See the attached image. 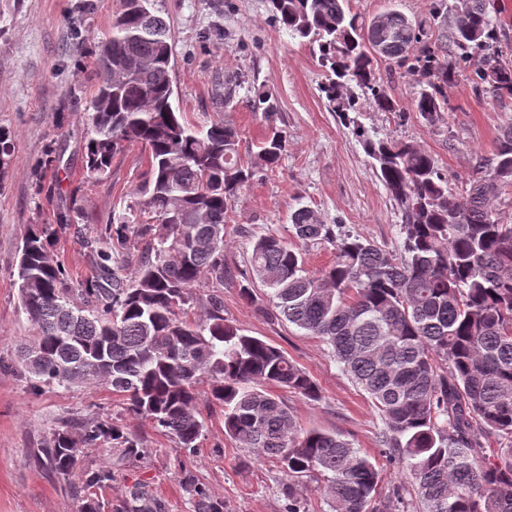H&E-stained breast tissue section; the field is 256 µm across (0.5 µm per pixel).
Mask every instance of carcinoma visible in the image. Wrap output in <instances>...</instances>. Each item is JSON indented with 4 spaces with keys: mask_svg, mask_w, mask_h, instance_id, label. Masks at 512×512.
Segmentation results:
<instances>
[{
    "mask_svg": "<svg viewBox=\"0 0 512 512\" xmlns=\"http://www.w3.org/2000/svg\"><path fill=\"white\" fill-rule=\"evenodd\" d=\"M154 2L120 0L83 113L87 176L105 180L124 145L138 144L149 163L143 201L113 214L109 235L90 240L99 274L82 283L52 253L58 234L82 219L75 203L31 230L20 248L21 309L36 327L22 355L31 388L106 383L133 416L188 453L205 428L200 402L218 407L228 437L280 465L286 512H308L311 482L326 493L325 512H407L414 501L416 512H512V224L493 206L512 191V124L497 139L489 173L454 196L423 147L369 135L353 117L359 97L349 92L354 85L376 110L398 111L376 77L375 63L389 60L420 72L415 108L429 125L446 105L448 81L470 66L478 86L512 95L495 0H462L450 43L395 10L367 20L351 13L348 0H269L291 37L317 45L326 72L321 91L354 126L379 173L402 245L394 254L302 206L291 216L297 243L274 231L252 239L250 280L240 292L253 300L259 281L269 290L271 317L319 339L368 394L382 423V456L404 476L386 492L376 460L340 434L295 429L292 411L270 391L318 401L308 372L224 319L217 295L203 319L187 316L200 283L224 287L227 219L254 172L241 159L234 126L218 119L199 129L173 107L169 28ZM251 107L268 122L258 158L272 169L288 146L278 102L257 89ZM12 150L0 129V179ZM132 238L144 245L134 261L121 252ZM325 243L335 261L313 275L304 248ZM109 441L123 460L146 459L137 437L119 426L82 425L84 444ZM78 452L66 432L40 449L43 465L63 477Z\"/></svg>",
    "mask_w": 512,
    "mask_h": 512,
    "instance_id": "1",
    "label": "carcinoma"
}]
</instances>
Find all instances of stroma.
<instances>
[{
  "label": "stroma",
  "mask_w": 512,
  "mask_h": 512,
  "mask_svg": "<svg viewBox=\"0 0 512 512\" xmlns=\"http://www.w3.org/2000/svg\"><path fill=\"white\" fill-rule=\"evenodd\" d=\"M170 27L171 73L177 111L199 126L221 118L240 134V155L255 175L236 201L224 242V316L282 349L318 383L322 396L309 402L285 389L297 428L337 432L354 447L378 456L381 423L368 395L341 370L318 339L285 321L269 319L267 289L254 288L247 302L239 285L249 274L250 241L268 230L287 233L290 215L307 206L324 223L341 224L382 248L401 246L400 217L358 137L342 124L320 87L324 72L307 43L276 23L267 0H158ZM433 20L434 0H349L352 13L372 18L396 10L425 31L451 32V12ZM119 0H0V128L10 132L14 153L0 184V512H82L86 500L100 512H125L140 495L150 512H286V481L275 460L240 448L225 436L220 411L205 414V432L192 455L152 423L127 411L124 399L102 383L52 385L34 392L18 362L34 326L20 307L17 258L23 237L52 222L59 205L77 202L80 223L59 234L54 253L73 281L94 277L86 241L109 215L139 200L148 173L139 145H129L99 182L85 172V112L94 90L97 46L109 31ZM380 82L399 106L379 112L363 106L358 121L369 132L414 142L430 152L460 191L512 124V95L493 96L469 73L445 89L447 105L434 125L415 110L420 75L379 62ZM228 76L241 81L232 104L218 95ZM264 85L279 101L278 126L288 148L277 169L259 165L258 144L267 131L263 113L249 106V89ZM52 154L51 169L40 162ZM106 420L137 435L147 458L119 460L104 443L81 447L70 477L55 475L37 459L53 433L79 435L82 424ZM110 468L112 479L84 485L86 472Z\"/></svg>",
  "instance_id": "stroma-1"
}]
</instances>
